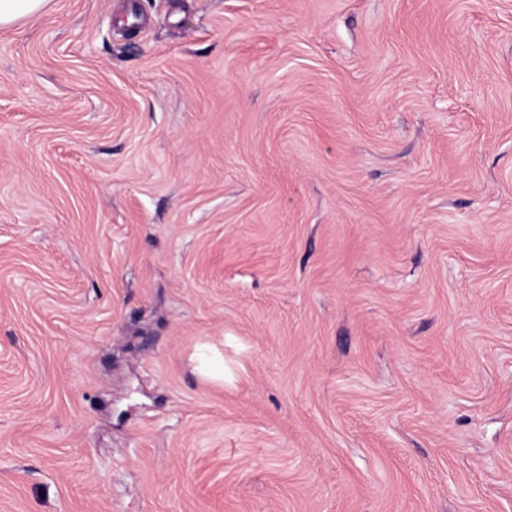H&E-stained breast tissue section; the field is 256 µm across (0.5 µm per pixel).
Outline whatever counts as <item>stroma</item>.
<instances>
[{
	"instance_id": "stroma-1",
	"label": "stroma",
	"mask_w": 512,
	"mask_h": 512,
	"mask_svg": "<svg viewBox=\"0 0 512 512\" xmlns=\"http://www.w3.org/2000/svg\"><path fill=\"white\" fill-rule=\"evenodd\" d=\"M0 512H512V0L0 27Z\"/></svg>"
}]
</instances>
